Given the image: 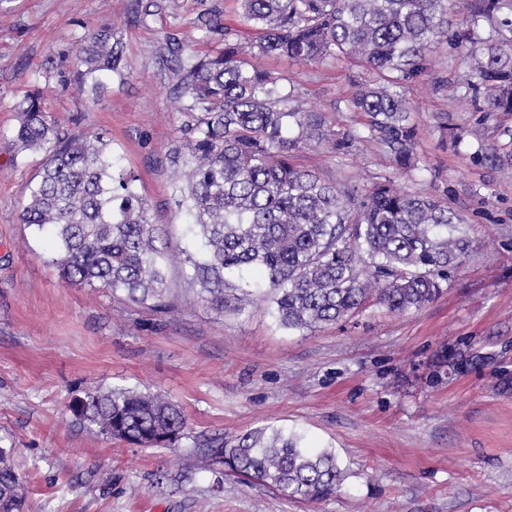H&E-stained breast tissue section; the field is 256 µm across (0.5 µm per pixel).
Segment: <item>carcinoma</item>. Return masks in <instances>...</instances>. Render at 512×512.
Masks as SVG:
<instances>
[{
  "label": "carcinoma",
  "instance_id": "1",
  "mask_svg": "<svg viewBox=\"0 0 512 512\" xmlns=\"http://www.w3.org/2000/svg\"><path fill=\"white\" fill-rule=\"evenodd\" d=\"M240 0L243 25L258 32L244 44L218 24L206 40L218 46L178 59L175 97L185 116V148L173 151L189 167L179 188L198 244L185 250L200 292L213 295L253 271L273 295L274 317L288 330L343 322L371 301L391 313L419 309L443 291L448 273L471 249L464 219L430 193L399 190L389 181L342 188L292 163L302 145L328 141L337 151L373 140L397 167L417 168L418 129L404 96L406 83L428 74L432 52L455 30L467 65L459 88L475 112L512 114V0ZM72 65L79 92L97 95L105 72L123 75L117 28L79 37ZM277 56L320 63L352 60L380 77L355 84L346 101L363 129L335 135L302 107L284 78L248 57ZM18 125L4 137L11 160L42 155L21 222L49 231L52 264L70 285L104 288L160 312L167 286L165 248L137 177L118 165L104 134L61 129L40 88L17 107ZM504 143L477 141L473 159L512 168V129ZM80 420L137 447H172L189 437L171 402L125 389L87 392L71 403ZM200 452L246 483L304 501L340 486L335 453L312 452L278 429L247 433L231 445L200 444ZM20 479L0 449V512H23Z\"/></svg>",
  "mask_w": 512,
  "mask_h": 512
}]
</instances>
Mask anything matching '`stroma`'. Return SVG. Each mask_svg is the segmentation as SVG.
Here are the masks:
<instances>
[{
    "label": "stroma",
    "instance_id": "stroma-1",
    "mask_svg": "<svg viewBox=\"0 0 512 512\" xmlns=\"http://www.w3.org/2000/svg\"><path fill=\"white\" fill-rule=\"evenodd\" d=\"M239 13L238 0H0V448L24 483L25 512H512V176L475 162L474 140L450 137L475 127L497 142L512 114L472 110L455 90L465 66L443 44L430 75L406 91L417 169H397L369 141L344 153L327 141L301 148L296 165L341 186L387 179L447 198L467 218L473 250L421 309L370 305L313 331L282 329L270 294L228 288L222 303L207 301L175 257L192 247L171 153L183 143L175 57L204 53L216 21L251 39ZM108 24L122 33L124 69L104 77L99 98L62 91L58 70L41 72L48 56L74 52L83 30ZM258 64L286 74L331 131L359 127L345 100L353 81L369 79L363 68L331 58ZM438 78L448 90H435ZM35 85L61 127L104 133L137 176L171 254L168 312L66 285L47 239L21 223L39 159L11 160L1 137ZM114 388L169 399L189 438L130 446L69 409L74 397ZM264 427L334 451L346 471L336 494L284 498L225 475L194 446Z\"/></svg>",
    "mask_w": 512,
    "mask_h": 512
}]
</instances>
